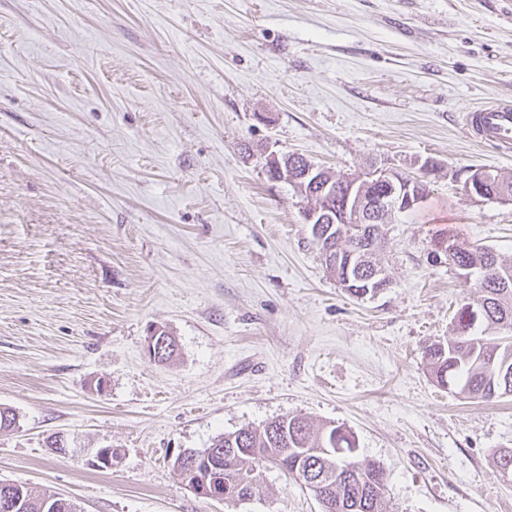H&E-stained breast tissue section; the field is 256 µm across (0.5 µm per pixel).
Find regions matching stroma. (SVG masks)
<instances>
[{
  "label": "stroma",
  "mask_w": 512,
  "mask_h": 512,
  "mask_svg": "<svg viewBox=\"0 0 512 512\" xmlns=\"http://www.w3.org/2000/svg\"><path fill=\"white\" fill-rule=\"evenodd\" d=\"M491 99H512V0H0V479L82 512H322L275 468L237 507L173 467L300 415L382 467L387 512H512V397L441 388L424 357L473 294L432 260L439 228L512 257V204L463 190L512 175L461 124ZM269 151L436 163L384 228L390 288L340 287Z\"/></svg>",
  "instance_id": "35a3bbf8"
}]
</instances>
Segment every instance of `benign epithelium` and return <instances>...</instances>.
Wrapping results in <instances>:
<instances>
[{
  "label": "benign epithelium",
  "mask_w": 512,
  "mask_h": 512,
  "mask_svg": "<svg viewBox=\"0 0 512 512\" xmlns=\"http://www.w3.org/2000/svg\"><path fill=\"white\" fill-rule=\"evenodd\" d=\"M265 170L271 180L293 186L306 201L304 221L315 225L314 232L318 233L321 225L335 223L333 210L321 206L320 202L328 203L335 198L340 200L346 224L393 223L397 214L416 203L417 190L433 174L434 166L429 161L423 162L417 175L381 166L362 175L349 176L317 164L291 168L284 156L271 152L265 156ZM491 181L493 175L489 171H480L467 181V195L474 199H487L485 184ZM203 463L208 466L213 464L211 453L193 459L182 477L196 493L220 500L222 494L216 484L201 478L198 473V467Z\"/></svg>",
  "instance_id": "7a95c632"
}]
</instances>
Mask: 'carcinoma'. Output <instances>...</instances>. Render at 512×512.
Listing matches in <instances>:
<instances>
[{"instance_id": "carcinoma-1", "label": "carcinoma", "mask_w": 512, "mask_h": 512, "mask_svg": "<svg viewBox=\"0 0 512 512\" xmlns=\"http://www.w3.org/2000/svg\"><path fill=\"white\" fill-rule=\"evenodd\" d=\"M438 259L452 253L448 264L477 286L494 260L504 278L491 279L483 289V311L466 317L461 304L453 321V336L429 345L425 358L436 383L472 398L493 400L512 396V258L453 236L433 240ZM339 285L358 298L374 296V282L346 263L330 266ZM497 329L502 342L487 343L477 335L480 326ZM211 447L224 449L212 476L230 494L244 477L253 479L250 491L260 494L263 469L271 465L313 492L322 512H386V478L375 462L352 456L354 437L338 426L314 429L301 416H282L255 428H242L216 437ZM13 512H76L73 504L52 490H36L24 483L12 492Z\"/></svg>"}]
</instances>
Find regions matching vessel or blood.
I'll return each instance as SVG.
<instances>
[{
  "mask_svg": "<svg viewBox=\"0 0 512 512\" xmlns=\"http://www.w3.org/2000/svg\"><path fill=\"white\" fill-rule=\"evenodd\" d=\"M461 122L467 135L480 142H490L503 153H512V103L483 101L469 107Z\"/></svg>",
  "mask_w": 512,
  "mask_h": 512,
  "instance_id": "obj_1",
  "label": "vessel or blood"
}]
</instances>
